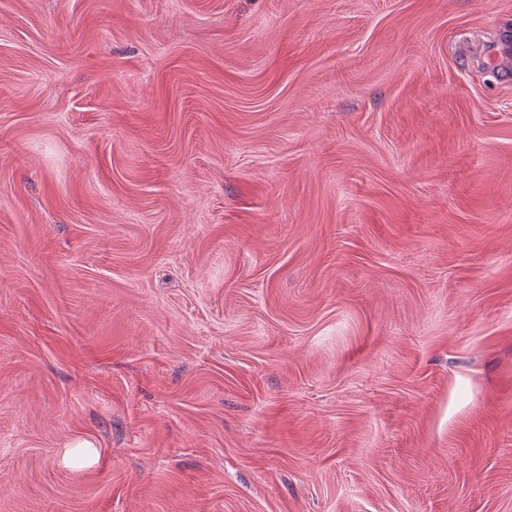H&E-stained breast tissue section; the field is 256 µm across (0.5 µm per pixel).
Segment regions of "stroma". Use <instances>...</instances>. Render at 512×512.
I'll list each match as a JSON object with an SVG mask.
<instances>
[{
	"instance_id": "1",
	"label": "stroma",
	"mask_w": 512,
	"mask_h": 512,
	"mask_svg": "<svg viewBox=\"0 0 512 512\" xmlns=\"http://www.w3.org/2000/svg\"><path fill=\"white\" fill-rule=\"evenodd\" d=\"M0 512H512V0H0Z\"/></svg>"
}]
</instances>
